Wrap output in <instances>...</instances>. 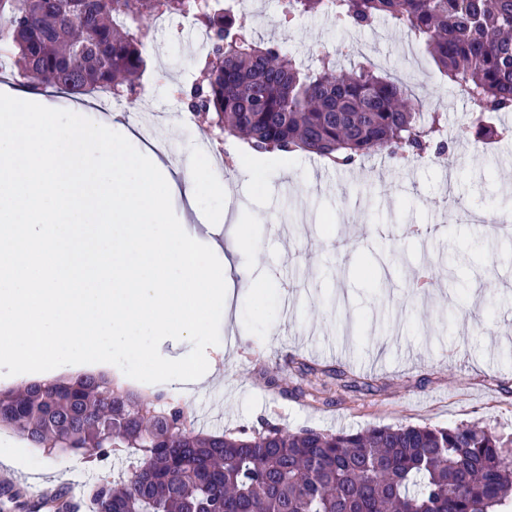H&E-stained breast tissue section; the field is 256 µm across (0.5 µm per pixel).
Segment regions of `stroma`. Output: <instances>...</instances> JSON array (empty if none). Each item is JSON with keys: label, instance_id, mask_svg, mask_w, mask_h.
Segmentation results:
<instances>
[{"label": "stroma", "instance_id": "stroma-1", "mask_svg": "<svg viewBox=\"0 0 512 512\" xmlns=\"http://www.w3.org/2000/svg\"><path fill=\"white\" fill-rule=\"evenodd\" d=\"M280 0H247L239 16L255 39L274 41L303 64L342 43L365 46L382 69L413 90L421 112L448 116V151L431 161L331 167L303 153L289 157V176L267 170L256 184L222 169L226 199L246 240L227 253L238 318L220 324V377L184 405L195 428L253 430L262 422L288 431L361 430L383 425L477 423L512 432V242L470 213L512 218V138L494 144L466 135L470 103L432 59L387 20L337 33L320 14L280 21ZM151 30L144 110L160 111L146 136L158 157L209 141L185 128L172 84L191 86L203 52L191 32ZM433 273L427 294L411 292L415 270ZM262 277L267 316L256 320L238 293ZM314 366L301 374V364ZM278 387H270V378ZM316 389L319 401L295 388ZM20 454L0 464V488L25 497L61 488L80 496L98 471L88 455L44 457L17 433L0 430V449Z\"/></svg>", "mask_w": 512, "mask_h": 512}]
</instances>
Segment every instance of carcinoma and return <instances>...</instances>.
Instances as JSON below:
<instances>
[{
    "label": "carcinoma",
    "mask_w": 512,
    "mask_h": 512,
    "mask_svg": "<svg viewBox=\"0 0 512 512\" xmlns=\"http://www.w3.org/2000/svg\"><path fill=\"white\" fill-rule=\"evenodd\" d=\"M311 11L341 29L387 18L474 106L473 136L502 137L490 114L512 112V0H281L284 24ZM173 14L209 34L203 78L182 100L226 140L344 167L447 149L445 121L423 119L400 79L367 62L339 69L328 50L308 68L208 0H0V62L32 90L127 94L147 69L143 19ZM2 428L48 458H125L127 476L86 486L87 512H512V433L476 423L205 432L166 392L87 373L1 389ZM23 507L69 512L60 493Z\"/></svg>",
    "instance_id": "1"
}]
</instances>
